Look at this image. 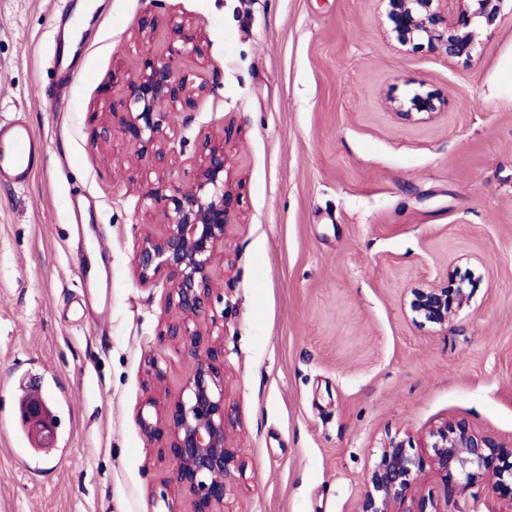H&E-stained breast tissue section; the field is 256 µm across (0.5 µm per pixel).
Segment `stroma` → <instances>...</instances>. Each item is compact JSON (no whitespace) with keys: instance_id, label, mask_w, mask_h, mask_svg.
I'll list each match as a JSON object with an SVG mask.
<instances>
[{"instance_id":"1","label":"stroma","mask_w":512,"mask_h":512,"mask_svg":"<svg viewBox=\"0 0 512 512\" xmlns=\"http://www.w3.org/2000/svg\"><path fill=\"white\" fill-rule=\"evenodd\" d=\"M71 73L54 53L81 6ZM143 0H0V119L45 143L23 185L0 181V512H156L170 464L137 413L154 369L170 396L195 361L164 337L163 288L134 258L142 192L192 176L201 127L229 126L238 195L205 327L224 336L229 444L245 466L226 512H358L387 438L428 456L465 421L512 461V11L471 59L402 47L387 0H156L189 18L210 93L175 114L186 164L130 173L113 132L91 146L144 48ZM430 92L404 121L390 99ZM463 282L446 326L419 323L411 286ZM43 379L53 435L23 424ZM412 494L441 512H512V493H448L423 468ZM436 100L437 99L431 94H417L411 99V106L407 107L406 104L400 100H390V108L404 120H426L437 114L439 106ZM419 115H423L424 117H418Z\"/></svg>"}]
</instances>
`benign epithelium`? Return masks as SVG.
<instances>
[{"label": "benign epithelium", "mask_w": 512, "mask_h": 512, "mask_svg": "<svg viewBox=\"0 0 512 512\" xmlns=\"http://www.w3.org/2000/svg\"><path fill=\"white\" fill-rule=\"evenodd\" d=\"M504 0H389V16L398 43L426 46L448 58H471L481 37L492 27ZM138 37L151 45L127 73L109 119L95 135L92 147L101 149L117 128L130 148L131 163L147 165L159 176H171L182 160L174 148L171 117L194 107L210 88L191 78L185 63L204 54L202 37L190 21L162 18L145 9L137 21ZM390 108L401 118H432L439 106L431 94L416 95L411 106L400 100ZM226 131L202 129L196 142L197 164L193 181L170 196L150 188L143 199L162 213V229L141 238L135 272L143 285L168 290L167 321L163 335L188 348L195 358L192 372L178 396L163 393V375L145 384L144 405L152 416L139 415L147 439L161 441L171 462V482L192 496L191 512H222L243 461L228 446L231 414L224 404V344L201 329L215 289L214 268L224 250L232 223L234 194L228 181L230 159L225 151ZM411 309L426 322L444 326L453 306H462L461 287L430 284L411 288ZM195 324L190 328L189 324ZM44 403L31 401L23 409L26 421L42 433ZM430 464L443 476H456L465 491L484 480L495 460L496 446L462 420L446 421L428 433ZM422 470V459L408 453L396 438H389L365 478L366 491L359 512H438L436 505L411 496Z\"/></svg>", "instance_id": "7a95c632"}]
</instances>
